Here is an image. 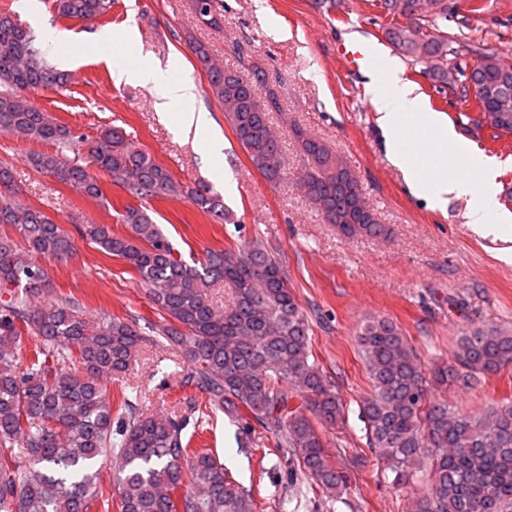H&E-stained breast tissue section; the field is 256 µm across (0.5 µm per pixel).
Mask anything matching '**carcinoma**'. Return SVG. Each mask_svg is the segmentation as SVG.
Instances as JSON below:
<instances>
[{
    "label": "carcinoma",
    "instance_id": "cac0c4a2",
    "mask_svg": "<svg viewBox=\"0 0 512 512\" xmlns=\"http://www.w3.org/2000/svg\"><path fill=\"white\" fill-rule=\"evenodd\" d=\"M113 0H54L57 13L97 19ZM391 21L385 39L400 53L425 65L441 87L448 70L446 0H373ZM197 18L219 24L214 0H194ZM188 48L207 74L210 92L224 112L252 166L269 182L282 179V147L270 126L280 110L268 74L254 68L242 75L213 62L198 40ZM476 105L490 126L512 132V62L485 55L469 72ZM68 76L51 65L31 31L0 13V131L53 147L34 153L32 168L48 173L89 198L103 195L88 168L105 172L136 198L180 196L169 170L132 145L119 127L102 129L87 143V157L71 159L72 131L24 92L63 87ZM311 164L303 185L328 224L350 238L382 235L374 209L354 172L320 139L296 132ZM12 170L0 165V224L14 226L24 247L0 236V512H108L109 499L94 466L119 462V512H253L250 493L236 484L213 454L184 443V416L146 412L142 396L106 381H118L138 363L151 342L136 319L109 317L88 332L71 299L49 300L55 289L41 261L61 262L76 250L72 234L47 213L12 199ZM190 201L216 220L229 213L207 186ZM132 235L112 234L107 224L77 229L100 250L125 261L154 305L167 315L154 334L177 346L188 363L181 385L208 395L210 405L253 421L291 449L299 471L322 492L339 496L350 477L329 465L326 443L308 409L324 424L340 416V402L315 360L309 325L288 287L280 263L260 244L245 251L210 249L192 264L175 249L145 212L118 215ZM232 286L229 303L217 305L208 289ZM27 337L40 345L21 365L18 349ZM359 349L372 384L363 401L368 446L408 484L426 471L431 480L416 512H512V404L486 414H460L437 399L448 384L470 387L479 378L512 366V330L474 328L457 342L455 363L426 371L401 329L388 318H372L360 330ZM189 469L192 481H183Z\"/></svg>",
    "mask_w": 512,
    "mask_h": 512
}]
</instances>
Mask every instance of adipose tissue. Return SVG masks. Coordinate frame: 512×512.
Listing matches in <instances>:
<instances>
[{
  "label": "adipose tissue",
  "instance_id": "ef3b65f1",
  "mask_svg": "<svg viewBox=\"0 0 512 512\" xmlns=\"http://www.w3.org/2000/svg\"><path fill=\"white\" fill-rule=\"evenodd\" d=\"M113 66L119 78L150 87L157 112L174 116L177 132L198 133L210 127L208 113L193 106L196 89L192 82L174 78L171 69L146 60L134 64L117 60ZM365 77V92L379 114L387 154L402 170L412 194L439 209L446 207L449 198L469 197L467 224L487 235L512 236V218L498 211L493 166L475 154L469 164L479 171V180L459 173L453 127L423 110L418 88L405 80L399 61L384 57L380 67L367 70ZM410 125L422 131L423 143L405 136Z\"/></svg>",
  "mask_w": 512,
  "mask_h": 512
}]
</instances>
